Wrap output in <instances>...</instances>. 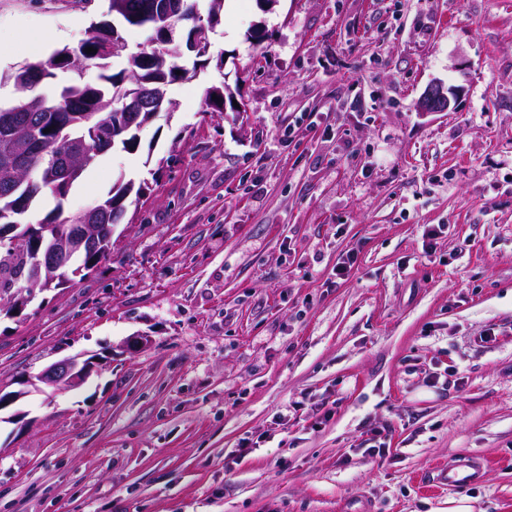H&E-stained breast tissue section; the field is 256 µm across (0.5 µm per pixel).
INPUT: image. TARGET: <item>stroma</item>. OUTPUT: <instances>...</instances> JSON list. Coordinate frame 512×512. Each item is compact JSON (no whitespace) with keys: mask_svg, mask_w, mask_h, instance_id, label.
Listing matches in <instances>:
<instances>
[{"mask_svg":"<svg viewBox=\"0 0 512 512\" xmlns=\"http://www.w3.org/2000/svg\"><path fill=\"white\" fill-rule=\"evenodd\" d=\"M108 6L0 0V74ZM209 54L70 189L143 184L110 257L0 317V512H512V0H224ZM72 356L84 386L23 393ZM450 105L448 89H445L442 84H432L423 93L417 106L421 112H445ZM481 467L469 460H459L448 467L433 469L427 479L433 485L468 487L476 481Z\"/></svg>","mask_w":512,"mask_h":512,"instance_id":"1","label":"stroma"}]
</instances>
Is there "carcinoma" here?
Instances as JSON below:
<instances>
[{
	"instance_id": "carcinoma-1",
	"label": "carcinoma",
	"mask_w": 512,
	"mask_h": 512,
	"mask_svg": "<svg viewBox=\"0 0 512 512\" xmlns=\"http://www.w3.org/2000/svg\"><path fill=\"white\" fill-rule=\"evenodd\" d=\"M155 0H109V12L129 21L131 15L146 17V27L151 32L164 24L152 16ZM198 0H181L183 10L171 21L176 25L175 43L167 51H135L123 57L126 65L111 71L112 39L125 41L121 32L112 24L95 23L88 37L76 49L63 47L48 60L22 66L0 75V82H10L18 97L6 111L14 113V137L0 136V313L9 317L18 313L27 281L35 271V254H42L60 245L48 226L68 229L82 220V215H64L63 202L73 184L97 158L116 146L132 151L138 146V133L152 123L156 113L146 108L130 113L128 122L121 127L112 126L116 114V100L133 99L141 92L164 87L177 79L189 78V70L178 64L183 50L193 51L192 37L211 45L210 34L220 25L224 0H208L204 28L198 29L189 14L194 12ZM93 48L87 52V48ZM99 70L98 82L84 80V73ZM71 75L69 81L57 88L53 95L39 91L45 83L54 82L58 74ZM205 111H224V88L212 86L205 91ZM82 137L87 143L84 161L66 176H59L56 163L66 153V137ZM37 142L33 157L31 179L17 176L3 167L5 156L28 143ZM50 191L56 205L44 217L30 220L36 202ZM142 187L134 181L116 180L107 194L100 198L96 209L100 211L97 249L84 250L43 276L55 279L53 287L63 288L73 280V271L83 269L88 276L101 262L100 253L112 249V230L123 223L126 200L140 196Z\"/></svg>"
}]
</instances>
